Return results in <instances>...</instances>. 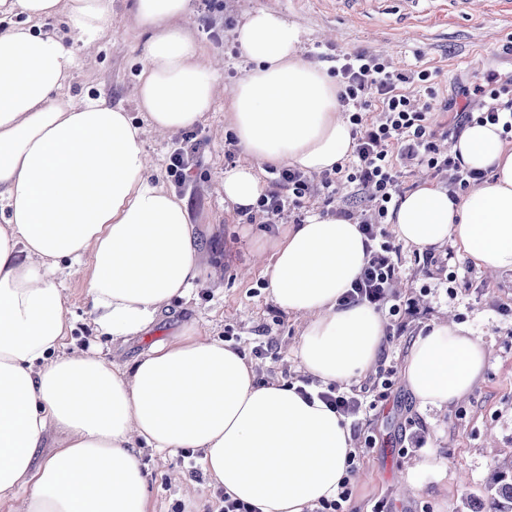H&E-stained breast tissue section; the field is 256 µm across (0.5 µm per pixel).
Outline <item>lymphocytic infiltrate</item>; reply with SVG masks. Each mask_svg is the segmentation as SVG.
<instances>
[{
    "label": "lymphocytic infiltrate",
    "instance_id": "1",
    "mask_svg": "<svg viewBox=\"0 0 512 512\" xmlns=\"http://www.w3.org/2000/svg\"><path fill=\"white\" fill-rule=\"evenodd\" d=\"M330 73L336 80L339 105L351 124L353 152L348 162L336 164L325 173L322 187L332 194L346 185L366 201L361 210L339 211L341 217L358 224L367 255L343 301L364 303L393 317L416 315L414 302L392 291L400 275V247L381 226L403 198L405 167L423 165L437 174L455 171L457 186L462 190L486 179V172L462 167L459 160L443 151L442 145L458 140L466 127L476 122L498 124L503 133L512 134V77L492 76L475 85L473 93L480 99V107L475 110L453 98L439 99L430 70L390 69L381 55L365 48L338 53ZM419 94L436 101L440 111H453L452 121L433 123L427 111L412 103ZM200 146L196 131L191 129L171 148L168 173L176 190H184L200 168ZM310 188L307 173L291 167L276 170L257 201L258 210L266 223H278L285 211L303 208ZM300 384L358 431L368 413L388 399L394 382L390 374L380 375L371 399L365 398L363 391L337 385L324 387L309 377L301 378Z\"/></svg>",
    "mask_w": 512,
    "mask_h": 512
}]
</instances>
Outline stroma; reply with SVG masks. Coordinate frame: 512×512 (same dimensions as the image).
I'll return each mask as SVG.
<instances>
[{"mask_svg": "<svg viewBox=\"0 0 512 512\" xmlns=\"http://www.w3.org/2000/svg\"><path fill=\"white\" fill-rule=\"evenodd\" d=\"M398 6V0H386L385 15L370 28L321 11L312 0H224L223 21L210 29L198 9H190L183 27L210 58L224 62L215 78L214 105L196 125L204 147L200 174L183 194L188 220L208 262L217 268L218 279L174 302L147 333L123 343L95 330L85 279H65L64 303L71 324L68 351L97 354L125 368L154 344L192 325L201 335L224 339L251 357L258 382H293L300 377L292 347L301 324L274 303L256 246L273 244L296 220L335 214L353 198L344 191L328 200L321 191H314L306 209L285 213L278 224L244 223L235 207L225 202V170L248 160L224 120V103L249 67L231 33L253 12L270 11L300 27L308 61L317 60L326 67L337 50L369 47L386 56L394 68L435 71L443 96L473 85L489 72L512 74V57L500 49L502 39L512 33V20L494 14L488 0H474L473 16L456 18L445 26L428 23L405 34L396 23ZM110 27L111 34L95 47L78 52L67 92L106 99L138 121L142 115L136 85L149 35L136 26L134 0H112ZM458 250L452 241L425 253L402 246L399 292L416 299L421 313L386 344L374 369L360 383L369 387L384 370H401L413 339L436 322L467 326L492 354L471 392L440 410L420 407L405 384L396 382L387 403L370 412L367 424L354 437L359 458L350 478L347 512H370L380 498L388 501L393 512H472L492 492L499 463L512 457V337L506 335L512 327V271L490 279L469 258L460 256L458 274L470 285L449 296L443 268L449 253ZM262 342L272 345L271 354L255 355V346ZM416 435L424 436L423 447L402 448L403 439ZM426 456L433 458L434 469L415 470L416 460ZM140 462L148 478L149 512H219L217 487L204 476L198 457L184 464L179 456L146 448ZM406 472L412 473L417 489L405 497L398 476ZM189 480L196 484V497L190 503L184 499Z\"/></svg>", "mask_w": 512, "mask_h": 512, "instance_id": "obj_1", "label": "stroma"}]
</instances>
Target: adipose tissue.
I'll return each mask as SVG.
<instances>
[{"instance_id":"adipose-tissue-1","label":"adipose tissue","mask_w":512,"mask_h":512,"mask_svg":"<svg viewBox=\"0 0 512 512\" xmlns=\"http://www.w3.org/2000/svg\"><path fill=\"white\" fill-rule=\"evenodd\" d=\"M149 31L139 76L143 124L104 100L65 94L77 49L29 21L65 14L87 43L107 31L112 0H0L26 24L0 30V505L25 512H148L141 449L202 453L203 474L257 512H310L347 477L352 435L296 384H261L244 354L187 326L131 367L69 353L62 283L89 268L90 315L100 334L147 331L175 299L213 282L215 269L184 200L154 179L146 128L175 132L212 108L216 69L182 27L190 0H135ZM252 66L224 109L248 163L224 173V199L253 206L257 168L320 174L352 150L337 88L303 58L299 27L264 10L235 31ZM497 125L468 126L451 153L490 171L459 201L423 180L392 226L423 251L454 241L477 268L512 270V144ZM91 265H84V258ZM358 225L313 215L290 225L265 266L274 302L301 320L294 354L323 383L375 365L379 313L341 304L365 263ZM490 355L470 330L436 323L413 340L403 370L413 398L441 409L465 398ZM54 453L35 462L47 432Z\"/></svg>"}]
</instances>
